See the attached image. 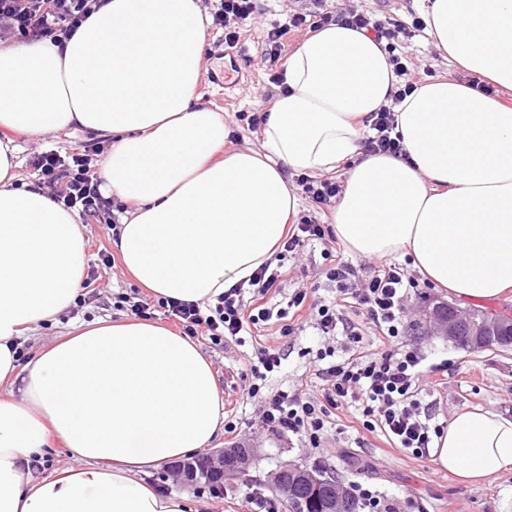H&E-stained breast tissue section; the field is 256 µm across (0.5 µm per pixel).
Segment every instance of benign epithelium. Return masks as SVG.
I'll return each mask as SVG.
<instances>
[{"mask_svg": "<svg viewBox=\"0 0 512 512\" xmlns=\"http://www.w3.org/2000/svg\"><path fill=\"white\" fill-rule=\"evenodd\" d=\"M422 320L427 330L434 336H440L455 345L464 341L485 343L501 335V329L509 320L496 312L478 309L460 308L452 304L431 302L422 310ZM254 449L242 446L216 448L188 461H182L175 467L179 480L191 485L202 477L217 484L240 479L252 464ZM301 469V465L283 462L270 474V482L281 494L288 495V475Z\"/></svg>", "mask_w": 512, "mask_h": 512, "instance_id": "obj_1", "label": "benign epithelium"}]
</instances>
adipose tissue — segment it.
<instances>
[{
	"mask_svg": "<svg viewBox=\"0 0 512 512\" xmlns=\"http://www.w3.org/2000/svg\"><path fill=\"white\" fill-rule=\"evenodd\" d=\"M436 48L512 89V0H429ZM207 16L200 0H108L64 46L0 43V127H72L112 142L104 193L132 204L112 247L152 296L215 300L276 252L296 217L285 176L348 164L332 223L364 258L409 254L449 298L512 289V106L453 79L395 102L384 43L344 24L288 56L263 147L224 151V115L197 104ZM394 105L404 156L360 154L374 112ZM0 141V512H185L149 470L209 448L224 401L191 337L136 318L100 321L38 350L27 331L75 303L87 238L75 212L17 187ZM59 440L81 460L34 481L22 461ZM435 463L478 481L512 474V418L458 412Z\"/></svg>",
	"mask_w": 512,
	"mask_h": 512,
	"instance_id": "obj_1",
	"label": "adipose tissue"
}]
</instances>
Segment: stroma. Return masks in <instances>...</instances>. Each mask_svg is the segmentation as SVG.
I'll list each match as a JSON object with an SVG mask.
<instances>
[{
  "label": "stroma",
  "instance_id": "1",
  "mask_svg": "<svg viewBox=\"0 0 512 512\" xmlns=\"http://www.w3.org/2000/svg\"><path fill=\"white\" fill-rule=\"evenodd\" d=\"M308 0H257L253 20L240 30L239 44L244 49L240 67L250 84L239 94L224 96L222 91L207 82L197 89L203 106L223 112L230 130L226 149L244 145L262 148L261 130L247 124L249 115L269 110V98L274 97L279 85L284 62L272 63L264 55L266 31L271 24L285 22L287 16L304 11ZM328 8L338 11H356L377 20L393 19L403 23L422 16V0H328ZM402 51L410 60L415 82L444 76L465 80L466 75L443 58L430 35L406 41ZM18 151L17 181L38 184L39 178L31 165L33 157L43 151L72 149L86 151L94 170H102L111 149L110 142L94 139L77 129H66L42 136L23 132L13 133ZM122 209L118 199H110L105 212L98 217H82L88 238L90 267L98 271L97 280L80 289L75 305L55 321L38 324L23 341L22 360H29L42 346L74 328L100 320H119L130 317L128 306L119 304V297L147 300L148 294L125 272L120 260L110 267H102L101 255L112 251V229L118 226ZM344 260L357 271V287H364L372 274L374 260L348 252L333 237L305 245L297 255L283 261L276 293L268 295L269 305L287 308L298 289H307L310 305L301 313L291 335H283L277 323L246 325L245 345L229 342L213 344L205 336H197L204 355L210 359L224 397V419L234 423L236 432L222 433L217 447L249 444L256 450L254 462L246 479L225 483L220 496H213L208 485H183L171 466L151 471L148 480L160 494L187 496L191 512H250L247 494L253 487L262 488L267 498L275 493L267 482V475L283 461L305 466L320 465L343 485L358 482L396 497L400 512H497L503 495L512 493V475L493 476L479 484L463 482L436 465L433 458H416L394 447L380 433L364 430L356 420L355 410L342 412L337 424L325 433L320 447H309L304 438L288 433H275L260 418L259 405L243 403L242 393L251 382L250 364L255 344H263L284 354L280 373L269 379L268 391L286 389L301 394L307 401L322 398V381L315 374L313 354L319 348H335L339 359L352 355L343 336H327L315 327L314 305L337 302L335 289L326 285L325 270L331 261ZM439 288L427 278H420L418 288L411 290L406 302L407 327L401 340L416 349L433 365V394L436 420L449 423L454 415L466 408L480 406L512 416V346L482 351H469L448 340L427 335L421 320L425 305L442 299ZM343 317L354 324L363 335L366 352L378 349L376 330L369 324L362 306L355 302H337Z\"/></svg>",
  "mask_w": 512,
  "mask_h": 512
}]
</instances>
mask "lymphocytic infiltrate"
Masks as SVG:
<instances>
[{
    "label": "lymphocytic infiltrate",
    "instance_id": "obj_1",
    "mask_svg": "<svg viewBox=\"0 0 512 512\" xmlns=\"http://www.w3.org/2000/svg\"><path fill=\"white\" fill-rule=\"evenodd\" d=\"M104 0H0V42L48 40L55 45L67 42ZM309 12L294 13L287 24L268 30L265 53L278 60L284 48L283 38L289 29H317L342 23L373 33L385 42L390 62L399 79L398 97H406L415 88L410 77L409 61L400 53L396 38L415 37L426 28L424 20L386 26L362 13H337L324 6V0H311ZM256 12V0H220L213 14L214 25L223 27L224 41L237 46L239 31ZM35 167L43 177L50 199L84 216H98L106 207L100 192L101 181L90 167L87 154L79 151L62 153L50 150L40 153ZM280 273L270 265L261 266L249 280L256 303L254 312H246L241 288L235 287L218 297L210 315H202L198 304L158 299L156 306L165 316L178 319L185 335H196L205 328L212 343L241 342L245 324H264L278 319L283 333H291L285 311L268 307L266 295L276 287ZM337 293L351 296L363 306L367 318L379 333L380 348L356 357L336 359L334 350L317 351V370L324 382L323 403L303 400L299 393L283 389L264 395L265 382L282 368L280 351L257 346L250 366L252 383L245 397L260 400L261 418L270 429L304 437L311 447H319L333 411L358 405L360 422L370 432H380L396 448L417 458L429 456L435 438L443 425L434 421L432 403L422 396L421 384L427 374L423 356L404 348L398 341L404 328L405 301L410 289L416 288L414 278L396 265L374 270L365 287H355L357 270L339 261L325 272Z\"/></svg>",
    "mask_w": 512,
    "mask_h": 512
}]
</instances>
